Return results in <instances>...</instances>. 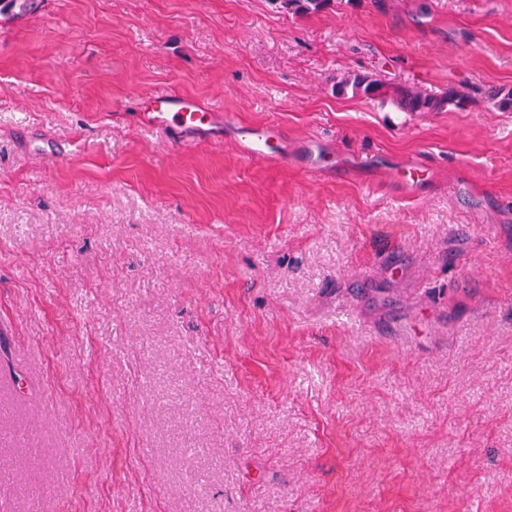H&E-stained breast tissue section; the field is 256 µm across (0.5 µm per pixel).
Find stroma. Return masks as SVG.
<instances>
[{"mask_svg":"<svg viewBox=\"0 0 512 512\" xmlns=\"http://www.w3.org/2000/svg\"><path fill=\"white\" fill-rule=\"evenodd\" d=\"M495 87L512 0H0V507L512 512ZM169 91L232 121L145 125ZM348 86H351L352 92L355 94L379 98L381 101L389 99L398 109L404 112H434L440 111L448 105L461 107L466 102L464 95L453 90H448L440 97L429 96L417 89L406 87L388 92L384 90V85L376 80L369 79L365 75L354 76L341 89ZM250 137L239 145L241 154L247 159H262L270 163H278L282 160L279 150H272L269 147L271 141H275L280 149L282 142L286 139V132L278 127L254 128L249 134Z\"/></svg>","mask_w":512,"mask_h":512,"instance_id":"1","label":"stroma"}]
</instances>
